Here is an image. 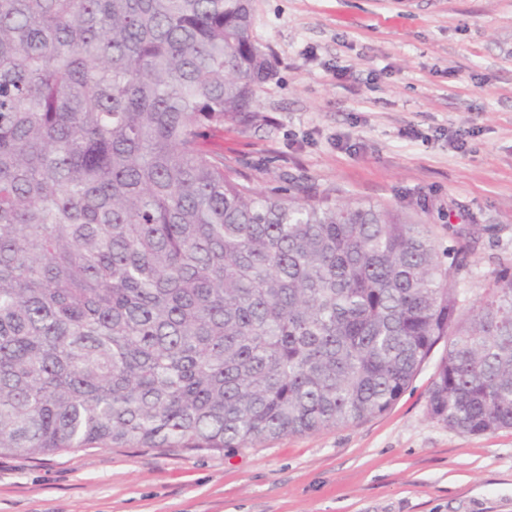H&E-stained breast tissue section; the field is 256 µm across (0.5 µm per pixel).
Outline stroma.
<instances>
[{
  "instance_id": "1",
  "label": "stroma",
  "mask_w": 512,
  "mask_h": 512,
  "mask_svg": "<svg viewBox=\"0 0 512 512\" xmlns=\"http://www.w3.org/2000/svg\"><path fill=\"white\" fill-rule=\"evenodd\" d=\"M274 74L205 145L265 193L304 190L480 231L474 305L512 268V0H252ZM437 346L386 413L221 452L0 455V512H512V429L432 419Z\"/></svg>"
}]
</instances>
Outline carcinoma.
Here are the masks:
<instances>
[{"label":"carcinoma","instance_id":"1","mask_svg":"<svg viewBox=\"0 0 512 512\" xmlns=\"http://www.w3.org/2000/svg\"><path fill=\"white\" fill-rule=\"evenodd\" d=\"M251 0H0V455L217 451L386 412L512 428V270L477 238L257 191L204 148L271 74Z\"/></svg>","mask_w":512,"mask_h":512}]
</instances>
